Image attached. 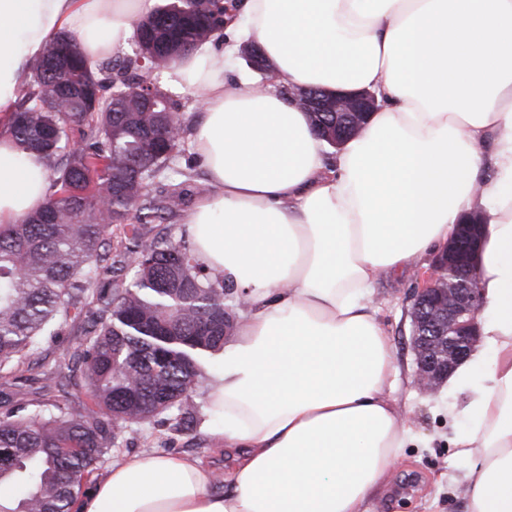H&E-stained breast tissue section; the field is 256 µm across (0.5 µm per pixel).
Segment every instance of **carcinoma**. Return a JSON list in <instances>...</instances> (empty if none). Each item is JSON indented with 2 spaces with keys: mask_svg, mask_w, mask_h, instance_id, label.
<instances>
[{
  "mask_svg": "<svg viewBox=\"0 0 512 512\" xmlns=\"http://www.w3.org/2000/svg\"><path fill=\"white\" fill-rule=\"evenodd\" d=\"M228 19L215 0H162L140 19L131 56L92 70L61 32L30 64L8 132L43 159L48 182L37 210L0 225V512H74L121 424L171 413L175 429L190 423L183 404L224 348L230 287L184 240L157 229L191 195L188 180L171 177L185 152L182 102L163 88L148 111L130 91L140 61L169 70ZM56 49L67 65L50 67ZM309 120L336 131L334 112ZM113 226L123 231L116 245ZM73 310L90 323L72 359L99 412L78 410L62 387L12 404L11 388L37 369L33 350L60 335Z\"/></svg>",
  "mask_w": 512,
  "mask_h": 512,
  "instance_id": "obj_1",
  "label": "carcinoma"
}]
</instances>
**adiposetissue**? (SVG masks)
I'll return each mask as SVG.
<instances>
[{
  "label": "adipose tissue",
  "mask_w": 512,
  "mask_h": 512,
  "mask_svg": "<svg viewBox=\"0 0 512 512\" xmlns=\"http://www.w3.org/2000/svg\"><path fill=\"white\" fill-rule=\"evenodd\" d=\"M156 0H0V122L61 31L88 66L121 53ZM274 80L236 71L240 42ZM196 90L210 192L185 214L196 253L246 310L211 413L224 471L186 454L113 464L79 512H364L409 443L388 390L394 342L375 282L479 213L480 344L446 384L465 417V512H512V0H238L224 47L174 66ZM369 90L379 109L336 154L290 97ZM47 170L0 138V223L45 200Z\"/></svg>",
  "instance_id": "ef3b65f1"
}]
</instances>
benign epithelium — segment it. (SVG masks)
<instances>
[{"label":"benign epithelium","mask_w":512,"mask_h":512,"mask_svg":"<svg viewBox=\"0 0 512 512\" xmlns=\"http://www.w3.org/2000/svg\"><path fill=\"white\" fill-rule=\"evenodd\" d=\"M249 68L268 79L271 66L260 46L247 42L242 48ZM153 69L143 70L140 94L142 104L155 109V99L144 91L154 85ZM299 107L307 112L346 113L350 130L336 127V141L359 134L363 118L377 110L374 93L360 90L348 93L322 88H297L292 92ZM481 222L472 216L459 225L457 237L439 251L426 271L413 269L417 288L409 310L412 319V345L416 353L414 382L425 391H435L454 368L476 351L479 343L478 317L483 305L476 277L470 267L459 268L462 255H472L480 240Z\"/></svg>","instance_id":"1"}]
</instances>
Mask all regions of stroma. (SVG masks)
Segmentation results:
<instances>
[{
    "instance_id": "1",
    "label": "stroma",
    "mask_w": 512,
    "mask_h": 512,
    "mask_svg": "<svg viewBox=\"0 0 512 512\" xmlns=\"http://www.w3.org/2000/svg\"><path fill=\"white\" fill-rule=\"evenodd\" d=\"M414 277L406 273L381 277L374 288V304L379 321L395 344L397 374L389 391L396 407L408 412L413 438L404 452L400 467L382 485L366 512H463V475L466 466L453 456V442L465 433L464 419L448 417L446 389L424 392L414 384L416 356L411 343L412 324L409 309ZM85 327L83 317L69 318L55 341L40 345L36 352L46 368L55 371L59 382L74 393V403L92 409L93 403L79 386L81 373L71 354ZM224 368L213 359L186 403L195 415L191 432L179 433L168 426L148 420L121 428L116 446L101 458L97 476H104L112 464L131 455L189 454L211 461L223 469L224 459L217 448L220 421L208 414L209 384Z\"/></svg>"
}]
</instances>
